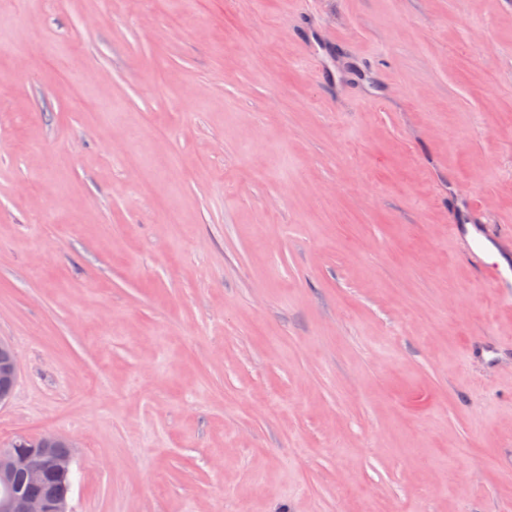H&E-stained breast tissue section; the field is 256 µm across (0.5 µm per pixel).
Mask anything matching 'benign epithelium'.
Instances as JSON below:
<instances>
[{"instance_id": "7a95c632", "label": "benign epithelium", "mask_w": 512, "mask_h": 512, "mask_svg": "<svg viewBox=\"0 0 512 512\" xmlns=\"http://www.w3.org/2000/svg\"><path fill=\"white\" fill-rule=\"evenodd\" d=\"M19 374L16 354L0 362V406L6 404ZM70 443L56 434L36 437L20 436L8 448L0 450V512H69L68 497L63 493L41 498L26 493L15 483V475L23 474L30 485L45 481L48 475L58 478L71 475Z\"/></svg>"}]
</instances>
